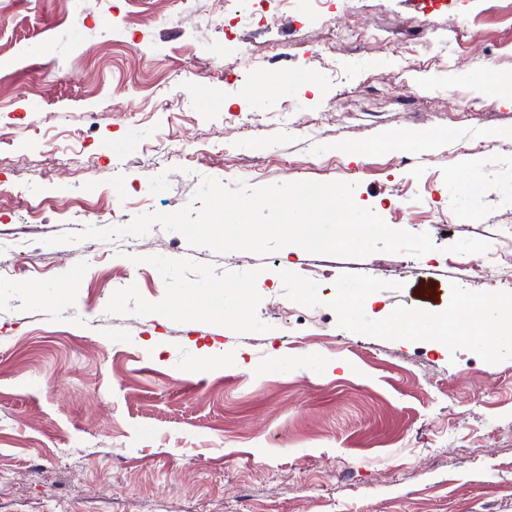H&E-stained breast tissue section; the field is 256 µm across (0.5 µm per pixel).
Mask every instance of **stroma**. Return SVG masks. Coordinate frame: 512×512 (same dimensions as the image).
<instances>
[{"label": "stroma", "instance_id": "35a3bbf8", "mask_svg": "<svg viewBox=\"0 0 512 512\" xmlns=\"http://www.w3.org/2000/svg\"><path fill=\"white\" fill-rule=\"evenodd\" d=\"M223 10L0 0V512H512V354L393 326L512 273V98L455 109L512 80V0H294L229 36L203 24ZM234 53L238 80L198 77ZM402 134L430 142L405 165ZM206 178L348 182L435 250L220 254L158 225L130 252L49 242L179 210ZM462 238L489 244L471 281ZM354 280L356 321L336 301ZM198 283L216 310L246 287L244 325L171 317Z\"/></svg>", "mask_w": 512, "mask_h": 512}]
</instances>
